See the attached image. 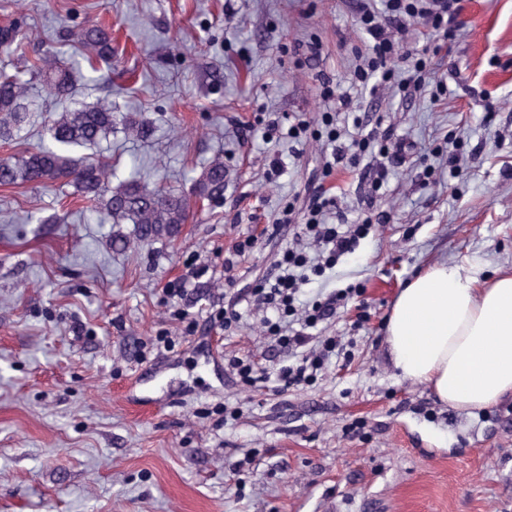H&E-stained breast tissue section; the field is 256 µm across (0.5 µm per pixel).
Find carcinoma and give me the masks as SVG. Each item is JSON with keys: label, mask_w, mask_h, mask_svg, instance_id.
Returning <instances> with one entry per match:
<instances>
[{"label": "carcinoma", "mask_w": 512, "mask_h": 512, "mask_svg": "<svg viewBox=\"0 0 512 512\" xmlns=\"http://www.w3.org/2000/svg\"><path fill=\"white\" fill-rule=\"evenodd\" d=\"M77 41L86 53L70 63L39 51L28 57L23 51L26 34L22 28L16 24L0 26V53L18 52L22 61L20 66H0V140L16 139L31 124L33 113L38 111L30 96L33 82H41L40 96L64 105L44 124L37 146L0 159V186H45L71 178L87 203L89 216L104 215L116 224H131L142 240L177 235L205 203L224 194V161L214 160L202 172L192 200L161 186L151 187L137 173L112 187V167L89 161L77 150L99 144L120 120L140 139L149 138L152 129L141 117L118 116L109 103L86 104L76 99L73 71L86 70L87 82L94 84L100 65L112 67V28L87 25L78 32Z\"/></svg>", "instance_id": "carcinoma-1"}]
</instances>
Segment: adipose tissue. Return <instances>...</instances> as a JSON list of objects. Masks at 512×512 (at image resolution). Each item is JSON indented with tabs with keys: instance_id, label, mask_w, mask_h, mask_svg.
<instances>
[{
	"instance_id": "adipose-tissue-1",
	"label": "adipose tissue",
	"mask_w": 512,
	"mask_h": 512,
	"mask_svg": "<svg viewBox=\"0 0 512 512\" xmlns=\"http://www.w3.org/2000/svg\"><path fill=\"white\" fill-rule=\"evenodd\" d=\"M386 340L402 378L448 406L485 408L512 394V268L432 266L394 300Z\"/></svg>"
}]
</instances>
